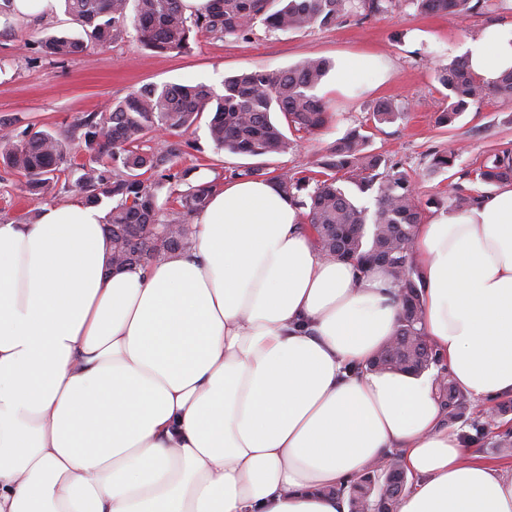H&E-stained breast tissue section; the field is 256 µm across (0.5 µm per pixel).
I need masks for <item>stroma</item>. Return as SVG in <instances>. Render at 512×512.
<instances>
[{"label":"stroma","mask_w":512,"mask_h":512,"mask_svg":"<svg viewBox=\"0 0 512 512\" xmlns=\"http://www.w3.org/2000/svg\"><path fill=\"white\" fill-rule=\"evenodd\" d=\"M512 25V9L503 8L466 19L452 14L418 12L405 0H393L385 13L357 11L330 28L268 30L255 22L241 37L221 41L199 38L185 54H159L144 48L134 30L121 39L56 61L40 50L38 23L0 24V123L20 134L61 132L110 99L121 98L145 83H203L222 89L226 77L258 68L279 70L302 60L368 57L365 81L350 90L326 76L315 94L326 104L331 122L288 152L248 157L215 153L206 120L182 133L185 143L174 168L232 181L252 166L281 173L311 166L321 150L353 128L364 127L369 148L401 163L418 193L425 216L438 213L437 202L453 187L489 194L495 187L470 178V171L491 164L501 150L512 148V100L494 95L470 106L452 125L437 116L448 106V91L438 78L442 65L464 56L468 43L495 27ZM392 99L402 120L376 125L369 116L375 104ZM458 147L452 168L429 172L434 152ZM18 175L0 167V222L28 217L39 208L18 189Z\"/></svg>","instance_id":"obj_1"}]
</instances>
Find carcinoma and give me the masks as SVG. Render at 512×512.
<instances>
[{
	"label": "carcinoma",
	"mask_w": 512,
	"mask_h": 512,
	"mask_svg": "<svg viewBox=\"0 0 512 512\" xmlns=\"http://www.w3.org/2000/svg\"><path fill=\"white\" fill-rule=\"evenodd\" d=\"M370 14L388 11L393 0H210L205 11L186 17L181 0H64L67 13L76 17L84 37L70 38L48 32L41 41L45 55L65 59L90 47L104 45L133 26L139 43L156 52L187 53L203 36L212 41L243 35L260 20L272 30L326 28L347 17L354 2ZM417 10L451 13L465 18L504 6V0H406ZM329 65L307 59L285 70H255L224 79L223 92L206 85L148 84L106 103L102 110L74 124L67 134L37 131L18 137L0 128V165L21 175L22 190L42 198H57L76 191L82 202L98 206L108 198L115 205L107 212L106 231L114 259L120 266L148 265L163 255L189 246L190 219L206 206L219 179L188 184L177 197V209H165L148 185L152 177L166 181L187 179L188 172H172L181 143L162 148L144 147L148 134L159 127L176 135L196 125L209 113V140L217 151L243 156L286 153L295 141L288 138L272 113L283 115L297 138L314 135L331 120L323 101L312 91L327 75ZM439 79L448 89V107L438 116L450 125L471 103L495 94L512 99V70L488 84L461 58L440 69ZM402 116L391 100H382L372 112L380 123ZM452 150L432 155L429 170L454 166ZM75 174L74 181L61 179ZM241 175L264 177L299 207L322 253L337 255L359 271L382 264L394 278L400 318L391 339L371 366L420 374L439 367L441 357L424 336L419 288L412 261L414 229L423 214L408 175L398 164L368 150L367 136L354 129L328 145L307 171L275 176L261 167H248ZM484 183L512 181V150L494 156L492 164L475 171ZM347 181L365 193L376 190L375 209L357 205L338 182ZM480 200L457 190L448 193V204L468 210ZM448 424L476 425L470 396L451 376L437 382ZM493 448L512 456V430L495 436ZM407 483L400 455H391L385 466H375L350 488L351 512H394Z\"/></svg>",
	"instance_id": "cac0c4a2"
}]
</instances>
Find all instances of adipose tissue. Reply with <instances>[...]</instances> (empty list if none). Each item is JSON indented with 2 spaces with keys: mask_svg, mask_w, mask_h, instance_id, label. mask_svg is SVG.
Returning a JSON list of instances; mask_svg holds the SVG:
<instances>
[{
  "mask_svg": "<svg viewBox=\"0 0 512 512\" xmlns=\"http://www.w3.org/2000/svg\"><path fill=\"white\" fill-rule=\"evenodd\" d=\"M491 83L512 27L468 45ZM190 249L116 270L75 200L0 224V512H348L399 453L396 512H512L433 375L367 370L398 321L388 270L319 250L272 182L224 184ZM423 331L456 384L512 396V183L417 225Z\"/></svg>",
  "mask_w": 512,
  "mask_h": 512,
  "instance_id": "adipose-tissue-1",
  "label": "adipose tissue"
}]
</instances>
